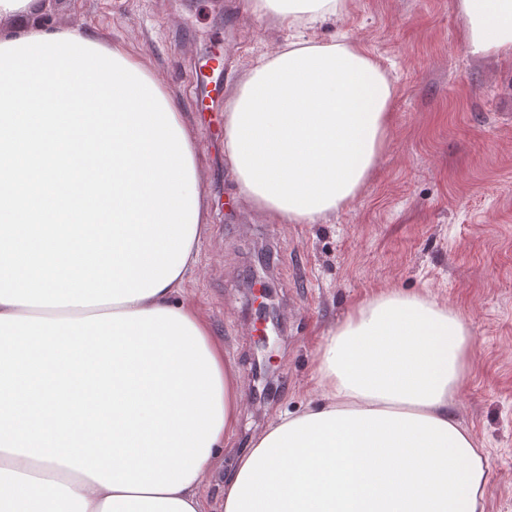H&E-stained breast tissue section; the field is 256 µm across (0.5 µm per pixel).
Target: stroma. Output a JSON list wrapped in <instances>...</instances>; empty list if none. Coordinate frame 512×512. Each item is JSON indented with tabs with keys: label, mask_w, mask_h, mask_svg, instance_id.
<instances>
[{
	"label": "stroma",
	"mask_w": 512,
	"mask_h": 512,
	"mask_svg": "<svg viewBox=\"0 0 512 512\" xmlns=\"http://www.w3.org/2000/svg\"><path fill=\"white\" fill-rule=\"evenodd\" d=\"M50 29L124 42L197 130L210 220L183 299L240 369L226 458L281 412L315 400L316 350L367 296L430 294L460 312L474 355L456 415L487 450L486 512H512V54L473 57L457 0H351L320 41H360L395 88L391 131L353 206L326 224H277L238 198L224 147L194 109L196 71L230 52L232 86L286 33L212 0H42Z\"/></svg>",
	"instance_id": "obj_1"
}]
</instances>
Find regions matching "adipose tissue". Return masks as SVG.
<instances>
[{
  "label": "adipose tissue",
  "mask_w": 512,
  "mask_h": 512,
  "mask_svg": "<svg viewBox=\"0 0 512 512\" xmlns=\"http://www.w3.org/2000/svg\"><path fill=\"white\" fill-rule=\"evenodd\" d=\"M0 0V512H203L243 402L179 299L209 222L196 131L125 43ZM279 26L349 0H250ZM472 54L512 52V0H458ZM394 87L358 41L288 42L224 105V156L270 221L323 224L374 174ZM469 322L379 292L328 330L319 399L239 455L222 512H485L484 448L453 409Z\"/></svg>",
  "instance_id": "1"
}]
</instances>
